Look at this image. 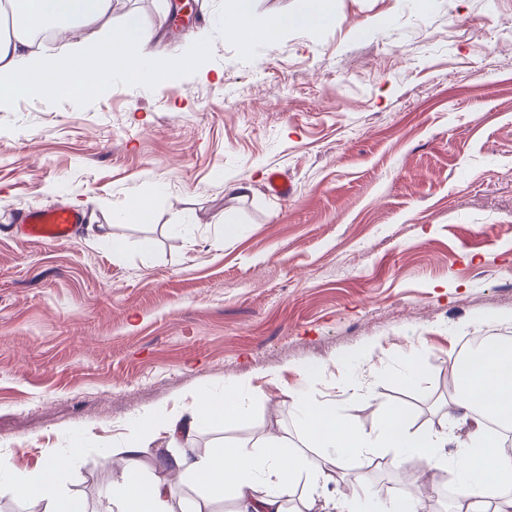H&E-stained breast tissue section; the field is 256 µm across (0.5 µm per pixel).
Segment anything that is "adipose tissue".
Here are the masks:
<instances>
[{
    "label": "adipose tissue",
    "mask_w": 512,
    "mask_h": 512,
    "mask_svg": "<svg viewBox=\"0 0 512 512\" xmlns=\"http://www.w3.org/2000/svg\"><path fill=\"white\" fill-rule=\"evenodd\" d=\"M115 0H6L0 16L12 13L11 25L0 27V105L15 96H74L98 94L113 71L129 81H153L177 76L193 67L195 57L157 62L150 49L151 36L138 16L130 14L117 27L109 21ZM57 33L70 30L111 31L110 44L86 42L61 57H48L36 49L34 33L45 25ZM449 398L473 431L462 450L447 457L441 448L448 434L413 426L407 413L396 406L377 405L381 419L377 433L338 417L330 401L308 393L291 395L304 431V449H295L281 439L258 448H222L200 457L186 449L171 454L152 476H144L138 457L141 440L166 428L171 443L190 434L204 421L221 422L245 414L249 398L238 383L225 385L222 393L198 396L186 410L184 423L171 421L166 408L156 407L141 417L128 439L117 475L112 482V502L121 512H174L172 479L181 477L202 497L232 495L237 512H286L292 494L301 497V512H352L353 504L376 499L380 512H418L419 501L406 493L377 491L359 480L349 481L340 499H324L321 491L334 482L336 470L351 459L371 464L379 449L402 451L406 459L426 461L428 467L477 472L476 484L460 488L457 512H512V453L502 436L485 433L486 421L512 430V347L498 345L474 353L453 369ZM17 496L46 501L47 512H80L74 497L45 482L43 471L25 475L15 487Z\"/></svg>",
    "instance_id": "ef3b65f1"
}]
</instances>
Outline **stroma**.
Masks as SVG:
<instances>
[{
	"label": "stroma",
	"instance_id": "1",
	"mask_svg": "<svg viewBox=\"0 0 512 512\" xmlns=\"http://www.w3.org/2000/svg\"><path fill=\"white\" fill-rule=\"evenodd\" d=\"M173 2L120 0L112 22L137 13L165 60L205 36L199 67L0 107V500L15 512L29 504L12 478L51 461L61 492L116 512L136 420L230 382L249 414L198 424L189 447L301 445L297 390L368 432L387 403L465 438L448 369L470 337L512 342V0H333L334 23L273 43L261 22L320 0H253L237 32L229 0H195L175 35ZM143 197L145 224L126 215ZM61 206L86 217L71 241L17 234L19 213ZM376 464L351 475L404 491L399 451Z\"/></svg>",
	"mask_w": 512,
	"mask_h": 512
}]
</instances>
